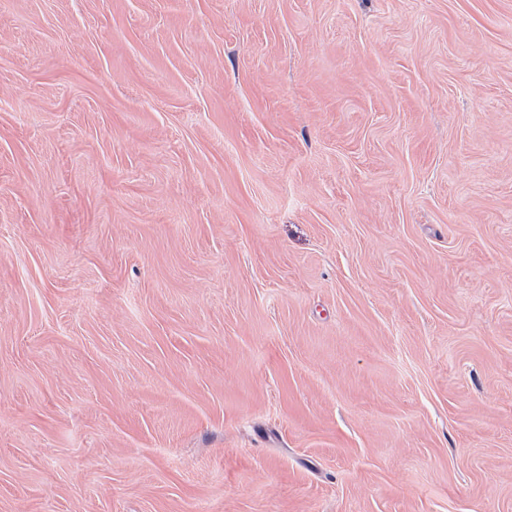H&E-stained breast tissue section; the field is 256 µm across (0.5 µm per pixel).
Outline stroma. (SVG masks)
Wrapping results in <instances>:
<instances>
[{
  "mask_svg": "<svg viewBox=\"0 0 512 512\" xmlns=\"http://www.w3.org/2000/svg\"><path fill=\"white\" fill-rule=\"evenodd\" d=\"M0 512H512V0H0Z\"/></svg>",
  "mask_w": 512,
  "mask_h": 512,
  "instance_id": "obj_1",
  "label": "stroma"
}]
</instances>
